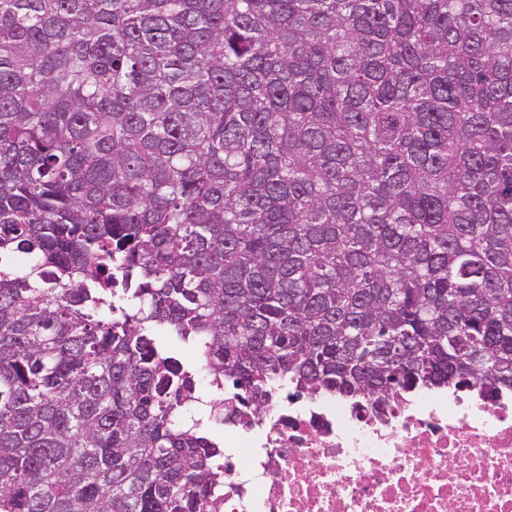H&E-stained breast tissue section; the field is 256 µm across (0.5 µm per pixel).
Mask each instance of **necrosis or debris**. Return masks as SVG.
<instances>
[{
	"mask_svg": "<svg viewBox=\"0 0 512 512\" xmlns=\"http://www.w3.org/2000/svg\"><path fill=\"white\" fill-rule=\"evenodd\" d=\"M485 389L418 387L378 407L278 382L259 416L218 391L223 512H512V393Z\"/></svg>",
	"mask_w": 512,
	"mask_h": 512,
	"instance_id": "1",
	"label": "necrosis or debris"
}]
</instances>
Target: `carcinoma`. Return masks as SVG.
<instances>
[{
    "label": "carcinoma",
    "instance_id": "1",
    "mask_svg": "<svg viewBox=\"0 0 512 512\" xmlns=\"http://www.w3.org/2000/svg\"><path fill=\"white\" fill-rule=\"evenodd\" d=\"M159 331L512 391V0H0V512H217Z\"/></svg>",
    "mask_w": 512,
    "mask_h": 512
}]
</instances>
